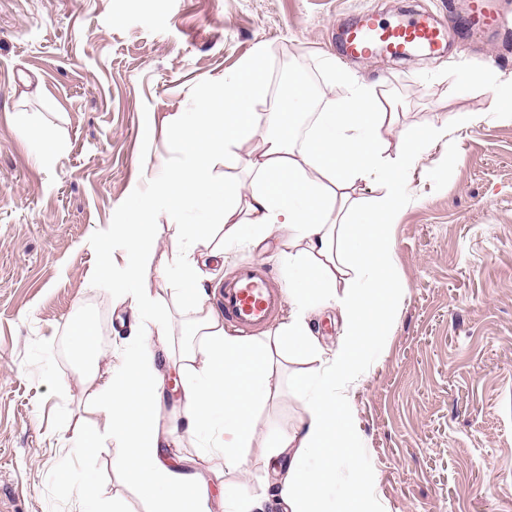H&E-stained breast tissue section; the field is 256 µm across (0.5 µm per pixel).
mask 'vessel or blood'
<instances>
[{
  "instance_id": "vessel-or-blood-1",
  "label": "vessel or blood",
  "mask_w": 512,
  "mask_h": 512,
  "mask_svg": "<svg viewBox=\"0 0 512 512\" xmlns=\"http://www.w3.org/2000/svg\"><path fill=\"white\" fill-rule=\"evenodd\" d=\"M464 15L463 25L470 36L512 32V10L504 7L501 0H466ZM450 35V29L422 16L395 23L368 18L345 30L343 47L345 54L352 58L375 54L405 58L439 51ZM221 297L225 318L253 332L275 316L284 293L270 281L261 266L251 263L241 266L234 277L225 280Z\"/></svg>"
}]
</instances>
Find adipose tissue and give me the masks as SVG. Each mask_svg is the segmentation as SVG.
Instances as JSON below:
<instances>
[{"label":"adipose tissue","mask_w":512,"mask_h":512,"mask_svg":"<svg viewBox=\"0 0 512 512\" xmlns=\"http://www.w3.org/2000/svg\"><path fill=\"white\" fill-rule=\"evenodd\" d=\"M344 79L346 94L318 113L302 147L291 149L298 115L267 110V58L257 49L193 111L172 118L178 158L163 164L151 196L123 201L128 221L112 229L124 241L125 276L113 278L108 262L96 272L113 300L137 309L147 335L166 336V317L143 286L156 258L148 219L159 204L172 214L190 207L201 213L200 223L175 225L166 261L177 275L180 300L195 312L190 333L205 342L203 365L188 373L183 417L188 433L213 437L212 451L227 470L283 459L277 494L284 512H373L367 491L374 476L361 466L360 429L347 387L386 338L403 300L392 228L404 206L406 173L429 140L448 134L447 124H430L390 145L387 136L398 120L394 104L374 85L349 73ZM246 143L255 149L249 158L253 178L243 192L235 182L217 180L213 168L219 160L235 164ZM375 182L383 191L360 198V190ZM219 224L231 241L258 242L276 231L296 235L298 248L288 257L290 310L273 343L227 330L223 314L208 302L193 253ZM333 298L341 307L339 339L332 358L300 384L307 398L304 417L294 433L254 445L251 412L273 395V348L322 358L307 311ZM98 335L92 319L69 325L72 352L86 366V380L104 400L108 419L106 430L93 427L80 435L79 455L92 458L104 436H111L116 463L152 512H211L208 487L164 459L163 437L153 425L162 385L156 349L133 341L119 367L102 371L95 367ZM342 465L353 481L334 498L330 489Z\"/></svg>","instance_id":"obj_1"}]
</instances>
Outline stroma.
<instances>
[{
  "mask_svg": "<svg viewBox=\"0 0 512 512\" xmlns=\"http://www.w3.org/2000/svg\"><path fill=\"white\" fill-rule=\"evenodd\" d=\"M425 15L448 23V0H0V512H82L77 474L91 470L102 505L149 512L111 446L89 460L75 442L105 413L66 353L68 326L104 318L100 369L139 331V314L94 277L127 221L122 201L148 191L153 168L173 159L174 115L192 111L215 81L264 45L271 89L283 63L315 68L317 115L341 98L331 63L376 83L400 105L397 141L458 112L450 159L425 149L409 172L394 226L395 274L405 295L391 332L351 391L378 512H512V123L490 110L512 86V33L453 42L407 60L346 56L342 32L365 15ZM152 124V140L141 139ZM206 290L246 263L288 285V238L228 243ZM169 332L157 344L165 379L158 415L171 430L168 460L208 482L212 512L236 487L280 512L281 465L228 472L189 437L180 360L202 366L194 317L173 277L145 282ZM318 362L276 357L272 398L252 413L255 440L292 433L304 414L298 381Z\"/></svg>",
  "mask_w": 512,
  "mask_h": 512,
  "instance_id": "35a3bbf8",
  "label": "stroma"
}]
</instances>
